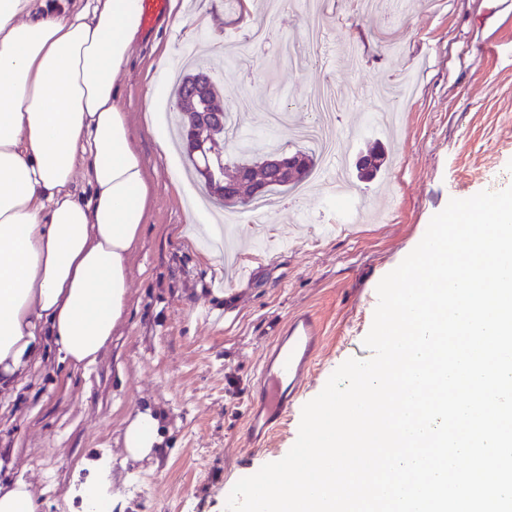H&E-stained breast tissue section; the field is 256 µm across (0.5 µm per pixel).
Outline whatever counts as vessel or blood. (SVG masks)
<instances>
[{"mask_svg": "<svg viewBox=\"0 0 512 512\" xmlns=\"http://www.w3.org/2000/svg\"><path fill=\"white\" fill-rule=\"evenodd\" d=\"M319 345L318 321L301 314L289 320L275 346L267 350L248 405L246 438L252 447H263L282 427L312 375Z\"/></svg>", "mask_w": 512, "mask_h": 512, "instance_id": "1", "label": "vessel or blood"}]
</instances>
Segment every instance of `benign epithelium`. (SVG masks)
<instances>
[{
  "label": "benign epithelium",
  "instance_id": "obj_1",
  "mask_svg": "<svg viewBox=\"0 0 512 512\" xmlns=\"http://www.w3.org/2000/svg\"><path fill=\"white\" fill-rule=\"evenodd\" d=\"M216 117L214 112H197L190 118V134L187 140V150L199 156L198 168L214 196L227 206L240 202L238 184L246 183L251 179L252 171L241 169L234 182L224 180L222 167L217 165L215 151L210 148V142L203 140L199 132ZM266 170L273 173L281 181L294 180L307 166L306 158L299 152L287 154L279 149L270 148L262 155ZM355 168L360 180L372 179L377 168L376 154L367 153L357 157Z\"/></svg>",
  "mask_w": 512,
  "mask_h": 512
}]
</instances>
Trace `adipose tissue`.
Segmentation results:
<instances>
[{"instance_id": "1", "label": "adipose tissue", "mask_w": 512, "mask_h": 512, "mask_svg": "<svg viewBox=\"0 0 512 512\" xmlns=\"http://www.w3.org/2000/svg\"><path fill=\"white\" fill-rule=\"evenodd\" d=\"M142 0H0V381L49 330L60 359L95 365L128 304L151 199L117 79ZM161 441L145 412L124 431L138 461ZM80 512H112V454L82 458Z\"/></svg>"}]
</instances>
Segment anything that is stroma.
Segmentation results:
<instances>
[{"instance_id":"1","label":"stroma","mask_w":512,"mask_h":512,"mask_svg":"<svg viewBox=\"0 0 512 512\" xmlns=\"http://www.w3.org/2000/svg\"><path fill=\"white\" fill-rule=\"evenodd\" d=\"M195 16L177 31L164 17L143 29L120 75L118 104L142 153L152 202L131 258L129 302L99 362L61 363L52 337L17 383L0 390V483L25 479L37 512H76L67 492L76 464L97 449L113 458L119 512H226L235 483L281 460L295 443L303 406L364 344L377 285L417 246L450 199L512 174V0H286L265 17L267 45L237 31L234 0H176ZM225 58L224 102L259 149H306L296 133L315 114L322 87L354 98L341 110L336 151L357 222L332 227L326 182L282 193L265 222L218 209V222L247 269L227 273L188 230L186 206L203 180L179 150L158 145L147 111L164 114L185 49ZM386 164L368 182L353 167L373 144ZM307 310L323 327L315 374L289 421L262 450L245 442L248 396L259 360L290 316ZM160 420L156 454L126 459L123 434L137 412Z\"/></svg>"}]
</instances>
